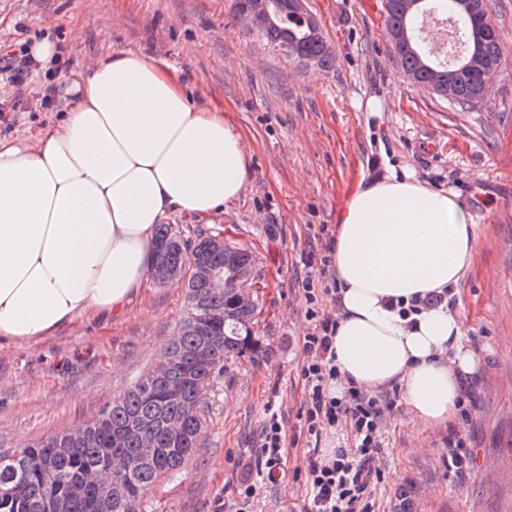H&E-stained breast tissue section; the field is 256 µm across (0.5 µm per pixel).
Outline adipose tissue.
<instances>
[{"instance_id": "ef3b65f1", "label": "adipose tissue", "mask_w": 512, "mask_h": 512, "mask_svg": "<svg viewBox=\"0 0 512 512\" xmlns=\"http://www.w3.org/2000/svg\"><path fill=\"white\" fill-rule=\"evenodd\" d=\"M36 139L0 138V342L121 315L144 288L169 213L210 221L248 159L222 111L198 106L155 59L115 50L67 79ZM477 227L454 193L405 173L356 189L336 216L337 391L399 387L415 422L452 424L476 355L463 307L399 302L457 288Z\"/></svg>"}]
</instances>
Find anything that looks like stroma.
Instances as JSON below:
<instances>
[{"mask_svg":"<svg viewBox=\"0 0 512 512\" xmlns=\"http://www.w3.org/2000/svg\"><path fill=\"white\" fill-rule=\"evenodd\" d=\"M493 2L500 73L483 105L463 111L407 82L385 35L383 0H307L336 56L326 75L305 71L233 21L234 0H0V57L45 37L60 50L59 62L29 75L24 88L0 77L1 138H34L63 107L48 88L116 49L156 59L243 136L240 197L208 224L184 213L166 221L188 243L220 233L252 252L261 309L254 334L263 350L230 364L211 386L208 424L186 471L150 490L143 512H219L250 483L249 512H302V339L313 326L302 282L337 285L335 269L307 260L327 256L336 213L358 184L390 170L456 194L478 226L475 263L458 298L479 365L466 385L470 416L453 427L467 438L470 463L450 468L449 430L419 427L399 405L387 420L374 510L512 512V0ZM184 304L181 284L150 281L120 317L78 319L33 345L0 344V448L95 418L158 362ZM271 404L287 429L288 476L278 487L251 471Z\"/></svg>","mask_w":512,"mask_h":512,"instance_id":"1","label":"stroma"}]
</instances>
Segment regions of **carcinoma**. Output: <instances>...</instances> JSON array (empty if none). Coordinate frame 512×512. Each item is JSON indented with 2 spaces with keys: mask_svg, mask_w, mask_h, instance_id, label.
<instances>
[{
  "mask_svg": "<svg viewBox=\"0 0 512 512\" xmlns=\"http://www.w3.org/2000/svg\"><path fill=\"white\" fill-rule=\"evenodd\" d=\"M385 23L388 29L407 27L415 44L422 35L414 25L413 17L404 15L398 0H384ZM255 32L274 47L279 41L291 38L299 44L302 55L331 69L336 57L324 36L310 35L309 24L294 14L273 10L271 19ZM394 55L404 74L413 77L416 87L426 90L427 76L418 58V52L402 45L392 46ZM484 60L480 70L450 65L442 60L432 64L445 71L446 84L454 96L448 103L462 110L479 104L474 98L481 84L494 80L500 69L503 47L499 32L486 34L479 43ZM157 239L167 240L173 247L156 253V261L192 268L194 254L181 234L168 224H160ZM249 250L235 245L214 253L211 262L229 274L237 264L249 260ZM187 305L175 337L167 348L166 357L178 362V368L168 375L158 377L150 370L112 399L91 422L80 426L83 437L76 438L70 431L47 437L33 445L14 450L0 449V482L11 481L15 496L5 502L0 500V512H43L46 497L54 493L69 495L74 503L73 512H91L93 489L87 474L98 471L109 455H123L128 460V470L109 473L108 479L126 482L138 502L155 484L167 476L183 472L198 448L208 408L193 413L188 405L198 387L211 385L224 374L227 365L245 355L254 356L261 345L254 336L253 327L259 306L243 308L234 301L232 284L222 293H211L193 280L186 288ZM212 349L207 364H194L190 360L193 350L202 341ZM178 418L184 423L180 440L171 441L165 433V423ZM133 424L144 426L145 433L157 443V461L146 466L139 461L137 435L128 431Z\"/></svg>",
  "mask_w": 512,
  "mask_h": 512,
  "instance_id": "cac0c4a2",
  "label": "carcinoma"
}]
</instances>
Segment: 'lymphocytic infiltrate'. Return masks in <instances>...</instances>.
Returning a JSON list of instances; mask_svg holds the SVG:
<instances>
[{"label":"lymphocytic infiltrate","mask_w":512,"mask_h":512,"mask_svg":"<svg viewBox=\"0 0 512 512\" xmlns=\"http://www.w3.org/2000/svg\"><path fill=\"white\" fill-rule=\"evenodd\" d=\"M303 291L309 304L307 314L314 322L302 342L306 398L300 424L309 444L306 512H374L373 493L384 479L382 422L397 409L398 399L393 394L373 395L353 384L344 395H336L339 373L333 340L337 321L321 314L312 281L304 282ZM341 424L350 433V444L324 453L323 434ZM286 434L281 412L268 408L253 450L262 481L274 484L284 478Z\"/></svg>","instance_id":"f902f5d3"}]
</instances>
